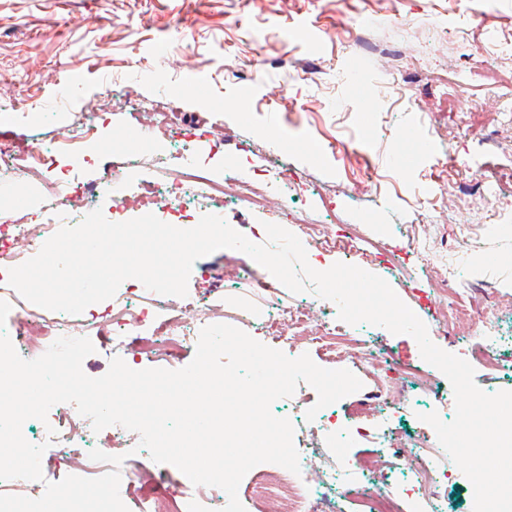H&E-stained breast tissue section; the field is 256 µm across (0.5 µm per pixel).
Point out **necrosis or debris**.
<instances>
[{"label":"necrosis or debris","mask_w":512,"mask_h":512,"mask_svg":"<svg viewBox=\"0 0 512 512\" xmlns=\"http://www.w3.org/2000/svg\"><path fill=\"white\" fill-rule=\"evenodd\" d=\"M184 169L165 189L149 198V205L165 209L170 213H180L186 195H193L197 209L211 207L214 196L207 179L195 175L196 163L190 149H183ZM52 152L41 147H32L26 159H19L14 147L0 142V175L11 176L13 181L24 182L34 173L49 176L54 164ZM287 170L282 162H272L265 170L264 178L253 174H233L224 180V194L249 205L266 209L270 206L267 196L269 179L286 178ZM56 205L44 209L42 220L37 224H16L12 227L16 249L0 248V270L20 265L25 255L39 252L42 245L55 233L53 216ZM435 288L444 302L435 311V319L443 329L454 328L456 324L471 320L476 310L468 294L456 297L448 295V279L440 277ZM140 289L129 288L119 293L118 309L112 315V341L116 351L121 352L129 367H136L142 361L178 358L192 347L207 320L202 296L189 295L170 299L160 297L154 308H139L135 305ZM332 304L320 302L317 306L296 307L289 310L288 316L301 325L302 331L317 347L329 353L336 361L343 362L365 356V344L361 337L347 331L345 325L329 319L328 311ZM154 329L153 336L141 338L138 330L144 326ZM88 326L85 323L65 319L60 312L29 311L20 315L10 334L18 354L27 360L41 356L53 342L61 336L84 335ZM47 420L55 429L52 441L59 460H77L84 478L98 479L107 470L113 469L114 461L110 454L117 433H97L89 418L81 416L73 407H53ZM301 472L293 474L287 469L268 470L259 476L264 483L274 512H325L324 494L328 490H340L348 497L363 500L368 512H404L403 501L424 497L426 487L436 477L435 468L424 458H412L411 464L417 474L415 484L396 492L389 480L380 478L371 483L346 484L344 471L367 473L373 471L370 461L333 460L322 458L319 450L302 448L298 451ZM126 487L135 489L137 481H145L151 487L146 495L147 512H201L202 500L188 485L180 489H167L169 469L149 474L134 463H126Z\"/></svg>","instance_id":"1"}]
</instances>
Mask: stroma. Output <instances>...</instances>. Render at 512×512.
<instances>
[{
  "label": "stroma",
  "instance_id": "obj_1",
  "mask_svg": "<svg viewBox=\"0 0 512 512\" xmlns=\"http://www.w3.org/2000/svg\"><path fill=\"white\" fill-rule=\"evenodd\" d=\"M490 61L512 73V0H0V138L18 153L58 142L63 130L93 115L97 139L66 160L62 185L18 188L0 179V226L38 220L48 193L64 199L71 186H95L128 150V130L163 104L178 113L195 144L202 174L214 187L224 169L266 167L282 158L294 188L273 183L278 213L224 199V217L263 244L262 223L289 231L315 222L335 234L355 225L364 249L384 246L370 271L384 278L427 326L440 348L464 356L494 345L498 367L474 363L486 393L512 391V187L491 208L482 179L512 166V112L500 91L473 71ZM25 102L10 105L11 98ZM429 151L408 156L409 137ZM179 144L156 139L129 170L126 219L140 217L144 184L172 181ZM408 268L411 279L393 273ZM452 270L449 285L471 291L482 312L443 332L434 311L440 298L433 270ZM189 293H209L220 319L258 342L318 366L336 363L317 346H288L261 326L272 308L299 298L247 254L221 249L195 261ZM370 355L348 363L360 391L319 410L314 420L281 398L271 406L295 422L294 444L332 458H363L387 469L416 454L430 456L450 478L429 486L443 512H473L472 485L448 456L422 414L455 417L447 377L425 362L406 334L363 325ZM414 370L431 384L406 400L379 381L373 357ZM385 405L384 444L356 435L352 409ZM336 424L334 436L320 426ZM123 477L87 481L75 464L52 467L37 486L0 483V498L22 512H119L112 488Z\"/></svg>",
  "mask_w": 512,
  "mask_h": 512
}]
</instances>
